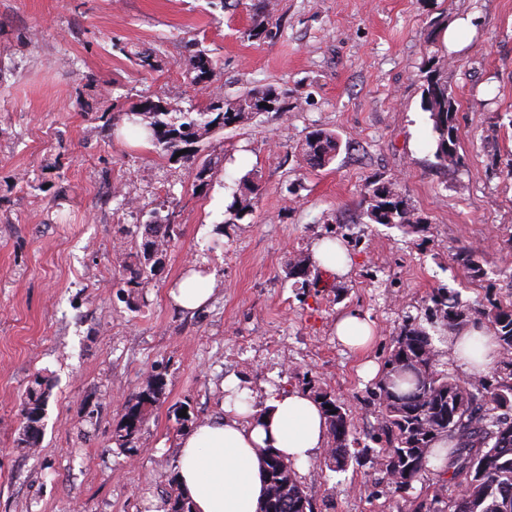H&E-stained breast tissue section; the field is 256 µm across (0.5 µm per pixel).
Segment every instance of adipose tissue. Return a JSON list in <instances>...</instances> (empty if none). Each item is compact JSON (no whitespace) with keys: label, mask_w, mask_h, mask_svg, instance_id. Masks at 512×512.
I'll return each instance as SVG.
<instances>
[{"label":"adipose tissue","mask_w":512,"mask_h":512,"mask_svg":"<svg viewBox=\"0 0 512 512\" xmlns=\"http://www.w3.org/2000/svg\"><path fill=\"white\" fill-rule=\"evenodd\" d=\"M442 347L469 375L485 373L500 357L494 334L481 324L448 337ZM224 391L223 417L181 437L177 483L193 512H260L268 452L307 465L328 445L327 419L319 400L305 392L273 390L256 408L238 381L226 380Z\"/></svg>","instance_id":"ef3b65f1"}]
</instances>
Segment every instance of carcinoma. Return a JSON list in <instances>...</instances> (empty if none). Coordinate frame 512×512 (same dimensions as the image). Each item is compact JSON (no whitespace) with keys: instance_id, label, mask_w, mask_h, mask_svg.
Returning <instances> with one entry per match:
<instances>
[{"instance_id":"carcinoma-1","label":"carcinoma","mask_w":512,"mask_h":512,"mask_svg":"<svg viewBox=\"0 0 512 512\" xmlns=\"http://www.w3.org/2000/svg\"><path fill=\"white\" fill-rule=\"evenodd\" d=\"M194 81L212 79V60L204 53L193 60ZM423 109L430 113L435 134L436 157L445 165H457L460 131L456 123L455 101L448 93L440 59L433 56L422 69ZM277 102L271 90L251 92L235 100L221 94L211 96L197 112H170L161 100L147 99L129 113L132 123L149 131L155 147L170 156L183 145L198 143L216 125L245 124ZM338 148L336 137L326 131L311 133L304 152L315 166L329 163ZM258 186L243 180V191L234 204L235 216L252 211V195ZM369 219L377 224L420 227V219L409 209L394 184L367 186ZM176 224H146L144 259L151 260L164 243L177 234ZM458 263L472 278L486 275L478 255L464 250ZM428 319L444 329L460 331L472 323L488 322L499 344L502 360L491 372L462 379L440 363V351L432 336L420 325L406 322L393 338L392 349L384 362V377L372 395L378 402L377 423L371 439L385 441L380 448L379 466L384 477L398 490L407 488L422 473L430 470L428 458L433 444L448 440V465L435 472L438 478L455 487V494L443 498L434 494L411 512H512V304L502 305L492 296L463 304L441 290L430 297ZM163 378L149 377L145 387L127 406L112 440L123 448L132 443L144 421L145 412L162 395ZM46 380L37 377L23 402L21 441L34 445L40 440L35 416L44 411ZM324 409L334 446L329 455L342 468L355 455L346 444L349 424L343 404L329 393L318 395ZM268 494L261 512H313L311 499L297 479L292 463L271 454L267 461Z\"/></svg>"}]
</instances>
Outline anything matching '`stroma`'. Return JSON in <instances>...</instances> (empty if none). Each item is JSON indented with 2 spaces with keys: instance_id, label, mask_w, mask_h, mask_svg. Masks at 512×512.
I'll use <instances>...</instances> for the list:
<instances>
[{
  "instance_id": "35a3bbf8",
  "label": "stroma",
  "mask_w": 512,
  "mask_h": 512,
  "mask_svg": "<svg viewBox=\"0 0 512 512\" xmlns=\"http://www.w3.org/2000/svg\"><path fill=\"white\" fill-rule=\"evenodd\" d=\"M206 53L214 75L192 83ZM149 63H142L141 54ZM445 63L461 162L435 156L420 71ZM273 89L274 108L217 128L191 159L123 134L145 99L170 110ZM338 149L310 164L311 131ZM253 209L231 205L243 178ZM394 184L422 230L377 224L367 184ZM178 225L148 284H128L151 217ZM337 238L339 276H290L294 256ZM487 271L471 279L459 250ZM210 302L169 291L188 267ZM512 0H0V512H167L177 442L224 413L234 376L256 405L268 388L328 392L346 405L359 462L321 454L297 477L315 512H407L432 498L425 472L395 490L367 437L378 407L366 360L384 362L433 291L512 302ZM368 317L364 352L336 340ZM165 387L131 447L112 432L149 375ZM51 384L36 447L21 443L35 377ZM187 408L176 419L177 405ZM335 331L338 342L351 350L365 349L375 338L372 326L357 313L342 317Z\"/></svg>"
}]
</instances>
